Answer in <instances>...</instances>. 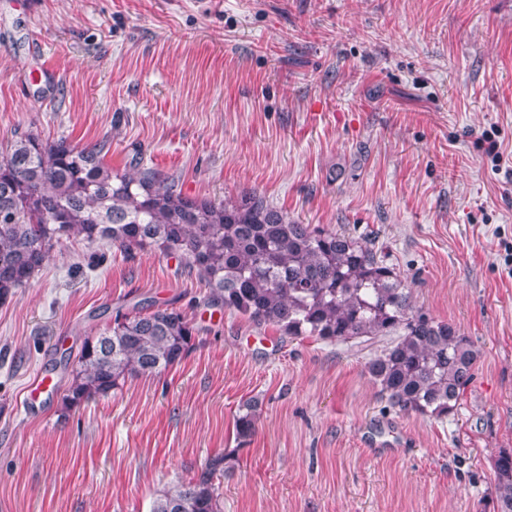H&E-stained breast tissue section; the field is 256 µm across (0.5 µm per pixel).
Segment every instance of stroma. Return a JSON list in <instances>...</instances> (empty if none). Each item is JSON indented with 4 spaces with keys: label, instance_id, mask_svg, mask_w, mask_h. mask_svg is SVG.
I'll list each match as a JSON object with an SVG mask.
<instances>
[{
    "label": "stroma",
    "instance_id": "stroma-1",
    "mask_svg": "<svg viewBox=\"0 0 512 512\" xmlns=\"http://www.w3.org/2000/svg\"><path fill=\"white\" fill-rule=\"evenodd\" d=\"M29 131L349 234L479 356L454 414L403 412L364 372L383 340L287 336L211 305L179 258L64 239L0 304V512H150L222 451L224 512H493L512 449V0H0V152ZM138 301L182 312L191 351L67 407L83 340ZM38 374L57 388L26 399ZM257 404L253 400L244 402L235 420L236 439L244 444L251 439L256 431ZM494 495L497 512H512V449H500L494 458Z\"/></svg>",
    "mask_w": 512,
    "mask_h": 512
}]
</instances>
